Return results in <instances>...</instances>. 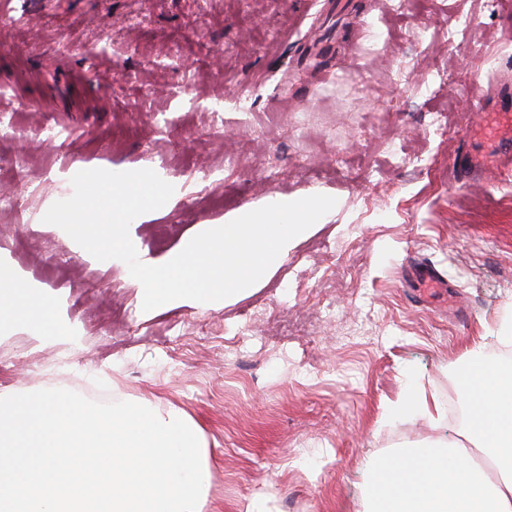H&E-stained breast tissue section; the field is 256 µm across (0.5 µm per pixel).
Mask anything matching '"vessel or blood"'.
I'll return each mask as SVG.
<instances>
[{"label": "vessel or blood", "mask_w": 512, "mask_h": 512, "mask_svg": "<svg viewBox=\"0 0 512 512\" xmlns=\"http://www.w3.org/2000/svg\"><path fill=\"white\" fill-rule=\"evenodd\" d=\"M470 105L480 120L478 131L494 147L487 154L464 156L462 165L484 188L494 185L492 174L512 161V83L500 82L477 93Z\"/></svg>", "instance_id": "obj_1"}]
</instances>
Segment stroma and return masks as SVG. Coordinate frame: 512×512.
<instances>
[{
	"label": "stroma",
	"mask_w": 512,
	"mask_h": 512,
	"mask_svg": "<svg viewBox=\"0 0 512 512\" xmlns=\"http://www.w3.org/2000/svg\"><path fill=\"white\" fill-rule=\"evenodd\" d=\"M474 18L456 45L458 12ZM496 0H0V263L53 300L61 333L0 319V391L110 389L198 426L204 512H364L376 455L460 440L448 380L488 359L512 318V177L450 80L512 79ZM154 170L174 186L133 220L162 264L200 225L272 197L333 212L246 295L143 311L127 265L83 256L43 217L83 170ZM448 296L424 303L414 263ZM336 307L325 318L324 305ZM444 413L390 415L406 392Z\"/></svg>",
	"instance_id": "1"
}]
</instances>
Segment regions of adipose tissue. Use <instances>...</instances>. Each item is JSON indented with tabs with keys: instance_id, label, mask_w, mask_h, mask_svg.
<instances>
[{
	"instance_id": "ef3b65f1",
	"label": "adipose tissue",
	"mask_w": 512,
	"mask_h": 512,
	"mask_svg": "<svg viewBox=\"0 0 512 512\" xmlns=\"http://www.w3.org/2000/svg\"><path fill=\"white\" fill-rule=\"evenodd\" d=\"M0 265V316L18 326L50 328L52 300ZM478 389L485 401L467 407L465 445L433 442L431 461L417 449L387 453L370 468L367 512H512V368L484 364Z\"/></svg>"
}]
</instances>
